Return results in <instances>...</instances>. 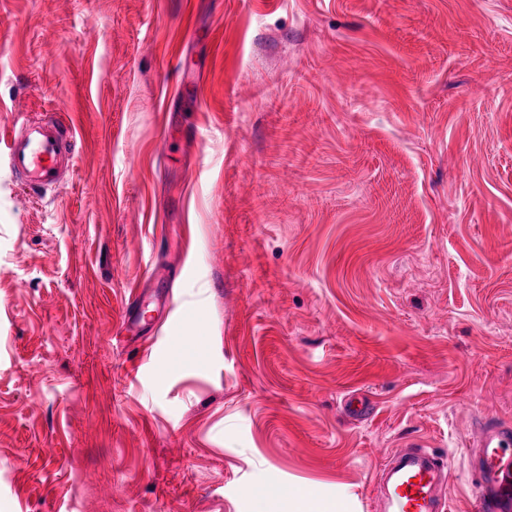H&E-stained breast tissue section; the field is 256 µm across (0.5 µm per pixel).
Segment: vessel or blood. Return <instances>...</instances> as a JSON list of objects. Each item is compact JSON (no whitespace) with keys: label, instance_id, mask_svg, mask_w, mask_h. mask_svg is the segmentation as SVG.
<instances>
[{"label":"vessel or blood","instance_id":"b4317fda","mask_svg":"<svg viewBox=\"0 0 512 512\" xmlns=\"http://www.w3.org/2000/svg\"><path fill=\"white\" fill-rule=\"evenodd\" d=\"M77 153L72 126L42 113L13 125L4 150L11 171L36 190L58 186ZM469 457L475 479L473 512H512V423L484 417ZM447 473L445 461L428 449L395 453L375 477L382 512H446L440 490Z\"/></svg>","mask_w":512,"mask_h":512}]
</instances>
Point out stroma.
Masks as SVG:
<instances>
[{"label": "stroma", "instance_id": "1", "mask_svg": "<svg viewBox=\"0 0 512 512\" xmlns=\"http://www.w3.org/2000/svg\"><path fill=\"white\" fill-rule=\"evenodd\" d=\"M16 101L81 148L43 193L0 161V512H378L414 442L472 512L512 421V0H0ZM474 512L512 511V423L485 416L469 448ZM261 503L259 512H348L350 495L336 493L331 510L323 509L317 495L307 488H289L280 484H267L257 493ZM274 505L281 506L273 508Z\"/></svg>", "mask_w": 512, "mask_h": 512}]
</instances>
